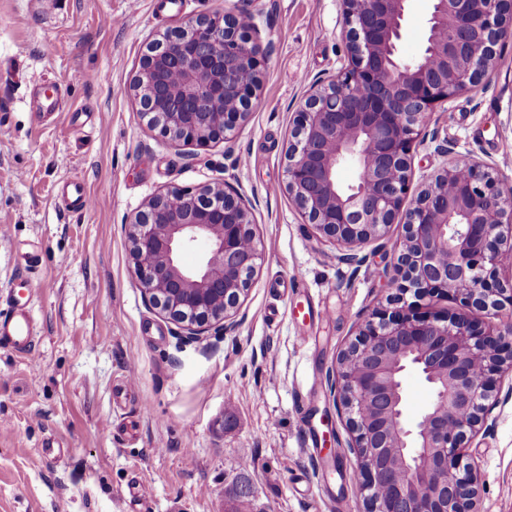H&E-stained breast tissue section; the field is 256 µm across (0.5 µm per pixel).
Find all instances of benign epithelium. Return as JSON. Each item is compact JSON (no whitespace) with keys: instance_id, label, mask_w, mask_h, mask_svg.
<instances>
[{"instance_id":"1","label":"benign epithelium","mask_w":512,"mask_h":512,"mask_svg":"<svg viewBox=\"0 0 512 512\" xmlns=\"http://www.w3.org/2000/svg\"><path fill=\"white\" fill-rule=\"evenodd\" d=\"M348 63L311 88L287 152L286 189L348 264L401 223L394 307L376 310L337 357L344 450L356 456L365 512H480L477 468L464 462L512 377V185L459 156L404 206L412 149L435 109L486 82L496 46L512 37V0H431L419 58L398 55L409 0H340ZM269 47L255 15H201L168 29L143 55L132 90L142 114L177 145L227 139L248 116ZM353 163L345 187L338 169ZM133 274L144 298L192 341L237 324L262 246L249 210L224 185L171 187L131 217ZM206 244L189 269L182 250ZM448 297L441 317L405 303ZM418 373L431 402L405 411L403 376Z\"/></svg>"}]
</instances>
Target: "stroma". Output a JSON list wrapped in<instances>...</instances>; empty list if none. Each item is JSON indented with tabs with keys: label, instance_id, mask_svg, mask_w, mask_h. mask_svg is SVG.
I'll use <instances>...</instances> for the list:
<instances>
[{
	"label": "stroma",
	"instance_id": "obj_1",
	"mask_svg": "<svg viewBox=\"0 0 512 512\" xmlns=\"http://www.w3.org/2000/svg\"><path fill=\"white\" fill-rule=\"evenodd\" d=\"M228 4L271 46L251 113L230 140L171 144L138 112L141 58ZM429 11L412 0L400 57L420 56ZM343 30L339 0H0V312L26 303L35 341L30 355L0 347V512H228L243 473L253 512H364L354 456L333 453L348 438L333 368L390 306L402 227L348 265L285 190L296 114L341 67ZM498 53L487 84L431 114L409 196L450 154L512 179V40ZM46 96L59 104L36 120ZM75 181L91 210L66 206ZM219 182L263 256L237 326L184 343L132 275L125 221L167 188ZM467 454L481 512H512L507 392Z\"/></svg>",
	"mask_w": 512,
	"mask_h": 512
}]
</instances>
